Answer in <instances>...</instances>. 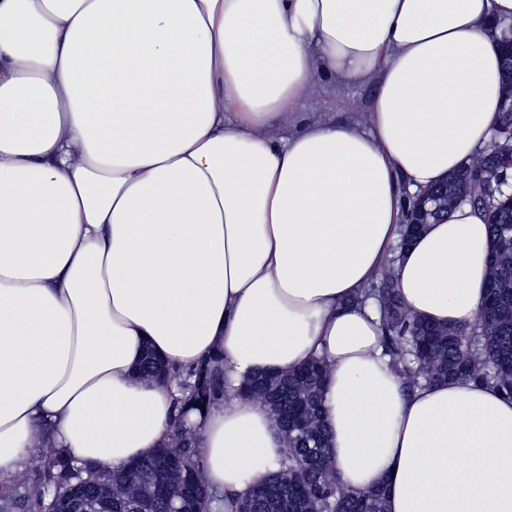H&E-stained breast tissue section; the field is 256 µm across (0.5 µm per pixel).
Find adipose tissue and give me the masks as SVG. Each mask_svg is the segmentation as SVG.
<instances>
[{
	"label": "adipose tissue",
	"instance_id": "1",
	"mask_svg": "<svg viewBox=\"0 0 512 512\" xmlns=\"http://www.w3.org/2000/svg\"><path fill=\"white\" fill-rule=\"evenodd\" d=\"M512 0H0V479L34 448L96 469L174 431L147 353L215 361L191 412L210 491L248 495L285 446L237 394L320 358L336 474L386 512H512V397L406 391L374 300L479 325L491 238L465 205L399 248L403 194L480 156ZM372 83L366 129L282 135L316 76ZM166 370L170 381L175 382L181 391H188V400H193L201 405L210 406L215 405L224 396L223 383H221L216 372L208 367L188 374V376L194 377L203 376L206 382L203 386V391H196L195 388L191 389L190 387H186V378L183 377L181 372L172 370L170 367L163 365V363L152 354L147 356L141 374L147 379L163 378L166 377Z\"/></svg>",
	"mask_w": 512,
	"mask_h": 512
}]
</instances>
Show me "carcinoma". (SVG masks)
Here are the masks:
<instances>
[{"label": "carcinoma", "instance_id": "1", "mask_svg": "<svg viewBox=\"0 0 512 512\" xmlns=\"http://www.w3.org/2000/svg\"><path fill=\"white\" fill-rule=\"evenodd\" d=\"M507 163L508 156L490 146L448 181V197L437 187L431 190L434 200L426 204L429 221L460 205H470L488 217L494 256L492 288L484 299V320L473 334L410 316L389 271L364 292L363 298H373L378 304L383 345L391 367L408 390L457 379L493 385L512 396V206L506 202L512 183L489 185L482 177L483 172ZM327 370L324 361L314 360L285 375L254 379L241 388L246 397L269 408L287 446L279 470L261 479L248 496L223 497L224 512H385L383 491L352 492L338 480L322 418ZM141 374L147 379L169 377L201 405H214L224 396L223 383L207 367L193 373L205 380L201 391L186 387L181 372L152 354ZM175 422L187 436L177 434L143 459L103 474L85 468L80 477L63 480L61 475L76 460L63 455L49 458L47 481L30 502H20L11 486L0 485L4 512L21 505L28 512H77V501L89 490L112 498V512H170L173 500L183 506V512H207L212 497L184 408H178Z\"/></svg>", "mask_w": 512, "mask_h": 512}]
</instances>
